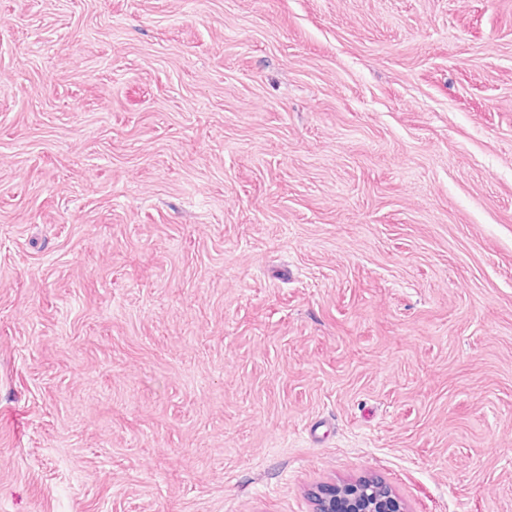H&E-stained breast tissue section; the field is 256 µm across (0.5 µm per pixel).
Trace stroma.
Returning a JSON list of instances; mask_svg holds the SVG:
<instances>
[{
  "label": "stroma",
  "mask_w": 512,
  "mask_h": 512,
  "mask_svg": "<svg viewBox=\"0 0 512 512\" xmlns=\"http://www.w3.org/2000/svg\"><path fill=\"white\" fill-rule=\"evenodd\" d=\"M512 512V0H0V512ZM315 512H407L392 490L375 480L329 484L316 496Z\"/></svg>",
  "instance_id": "1"
}]
</instances>
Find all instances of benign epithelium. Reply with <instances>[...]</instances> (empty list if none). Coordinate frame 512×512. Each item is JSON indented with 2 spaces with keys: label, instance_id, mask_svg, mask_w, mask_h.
Instances as JSON below:
<instances>
[{
  "label": "benign epithelium",
  "instance_id": "7a95c632",
  "mask_svg": "<svg viewBox=\"0 0 512 512\" xmlns=\"http://www.w3.org/2000/svg\"><path fill=\"white\" fill-rule=\"evenodd\" d=\"M315 512H407L405 504L386 485L362 479L329 484L316 496Z\"/></svg>",
  "mask_w": 512,
  "mask_h": 512
}]
</instances>
